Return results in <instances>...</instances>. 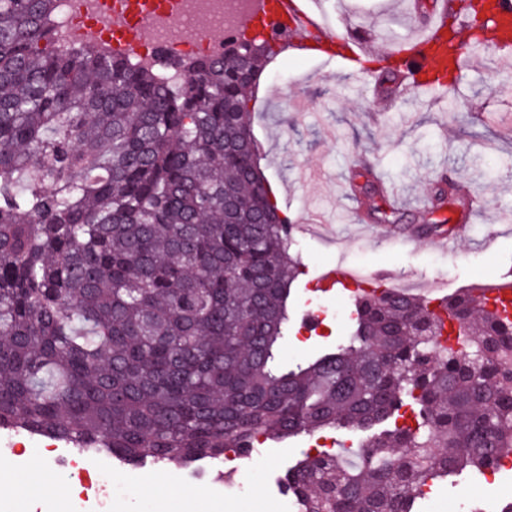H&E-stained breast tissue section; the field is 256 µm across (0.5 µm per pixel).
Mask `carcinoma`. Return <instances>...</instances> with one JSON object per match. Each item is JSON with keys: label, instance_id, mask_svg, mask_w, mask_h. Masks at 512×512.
I'll list each match as a JSON object with an SVG mask.
<instances>
[{"label": "carcinoma", "instance_id": "carcinoma-1", "mask_svg": "<svg viewBox=\"0 0 512 512\" xmlns=\"http://www.w3.org/2000/svg\"><path fill=\"white\" fill-rule=\"evenodd\" d=\"M57 21L58 0H0V428L131 465L368 433L356 463L285 473L298 512H416L428 482L512 456V309L477 288L434 311L359 289L348 342L282 358L299 262L247 122L270 40L161 77L59 46ZM436 184L427 214L465 205Z\"/></svg>", "mask_w": 512, "mask_h": 512}]
</instances>
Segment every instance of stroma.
<instances>
[{"label": "stroma", "instance_id": "1", "mask_svg": "<svg viewBox=\"0 0 512 512\" xmlns=\"http://www.w3.org/2000/svg\"><path fill=\"white\" fill-rule=\"evenodd\" d=\"M404 0H321L330 22L342 32L364 25L373 32L363 54L379 58L411 29L402 13ZM512 78V68L477 65L458 74L452 90H414L386 106L373 87L351 81L335 64L287 53L269 63L249 104L250 126L263 153V172L289 220H310V228L291 237V251L301 261L293 304L323 302L326 310L316 333L306 334L300 315H293L282 352L288 362L311 356L318 347L349 336L346 314L354 296L316 292L312 286L322 266L343 260L368 271L386 270L407 282L411 293L443 298L493 281L512 270V92L498 93L496 82ZM368 169L387 185L406 186L429 198L439 174H447L467 194L485 196L490 206L478 217L444 205L436 219L463 226L450 234L447 250L434 248L423 232V212L400 211L396 222L382 223V239L363 236L346 218L358 201L378 205L377 196L351 191L356 171ZM314 439L299 436L268 442L263 454L251 455L243 470L241 497L220 495V476L204 483L191 479V468L147 462L113 467L112 481L121 488L112 512H277L268 479H282L298 464ZM14 455L0 445V478L9 480L39 472L45 488L35 496L0 495V512H67L73 489L60 469L39 449ZM433 493L441 512L466 502L470 512H499L505 500L482 474L464 470L435 481Z\"/></svg>", "mask_w": 512, "mask_h": 512}]
</instances>
